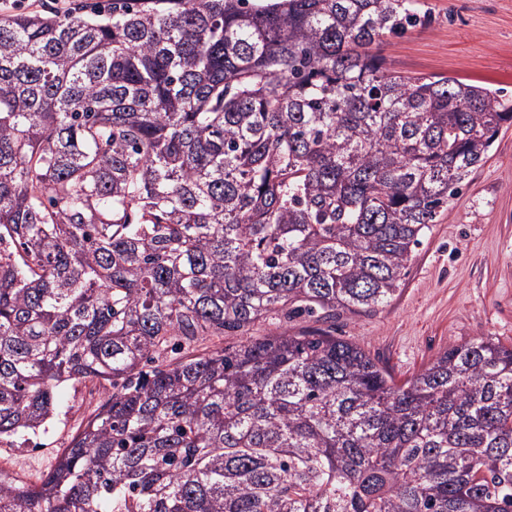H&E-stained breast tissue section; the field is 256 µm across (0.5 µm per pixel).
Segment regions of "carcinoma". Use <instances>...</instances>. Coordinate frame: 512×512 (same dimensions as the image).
<instances>
[{
	"label": "carcinoma",
	"mask_w": 512,
	"mask_h": 512,
	"mask_svg": "<svg viewBox=\"0 0 512 512\" xmlns=\"http://www.w3.org/2000/svg\"><path fill=\"white\" fill-rule=\"evenodd\" d=\"M422 0L0 16V441L97 407L0 512H512V344L402 385L308 323L370 311L512 97L373 51ZM295 333L252 338L273 316ZM236 336L224 347L205 342Z\"/></svg>",
	"instance_id": "1"
}]
</instances>
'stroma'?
<instances>
[{"instance_id": "35a3bbf8", "label": "stroma", "mask_w": 512, "mask_h": 512, "mask_svg": "<svg viewBox=\"0 0 512 512\" xmlns=\"http://www.w3.org/2000/svg\"><path fill=\"white\" fill-rule=\"evenodd\" d=\"M425 5L435 17L431 26L381 45L388 67L512 95V0ZM331 332L361 346L400 382L462 341L512 343V126L426 232L397 292L374 310L337 312ZM93 407L83 386L65 387L38 447L0 445V469L21 484H40Z\"/></svg>"}]
</instances>
